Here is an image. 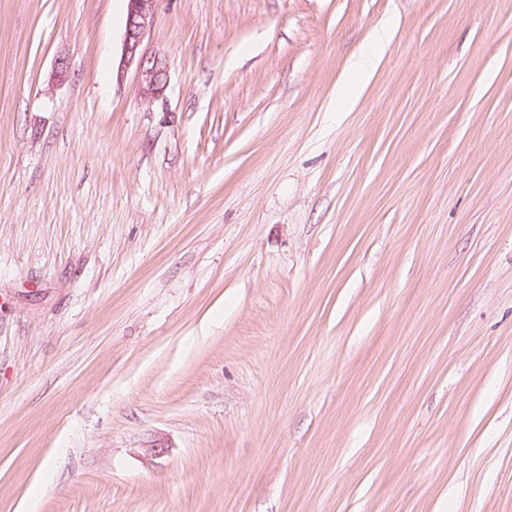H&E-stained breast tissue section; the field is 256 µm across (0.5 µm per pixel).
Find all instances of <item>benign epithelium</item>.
<instances>
[{"label":"benign epithelium","mask_w":512,"mask_h":512,"mask_svg":"<svg viewBox=\"0 0 512 512\" xmlns=\"http://www.w3.org/2000/svg\"><path fill=\"white\" fill-rule=\"evenodd\" d=\"M156 0H127L125 30L116 81H123L125 71L135 67L141 99L151 104L163 96L167 87L166 64L158 57H147L142 43L154 24Z\"/></svg>","instance_id":"obj_1"}]
</instances>
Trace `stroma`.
<instances>
[{
    "instance_id": "stroma-1",
    "label": "stroma",
    "mask_w": 512,
    "mask_h": 512,
    "mask_svg": "<svg viewBox=\"0 0 512 512\" xmlns=\"http://www.w3.org/2000/svg\"><path fill=\"white\" fill-rule=\"evenodd\" d=\"M126 10L0 0V512H512V0ZM157 0H127L125 30L116 81H123L125 71L135 66L141 99L151 104L163 96L167 87L166 64L158 57H147L142 43L154 24ZM390 26L385 25L375 31L365 47L354 56L352 70L355 75L367 81L371 75L375 61L384 52L389 43Z\"/></svg>"
}]
</instances>
